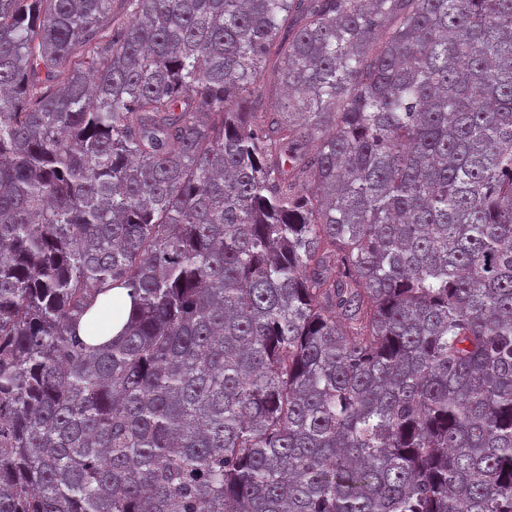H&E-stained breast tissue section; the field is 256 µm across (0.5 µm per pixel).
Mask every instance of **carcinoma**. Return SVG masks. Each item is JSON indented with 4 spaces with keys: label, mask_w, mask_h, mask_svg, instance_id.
Masks as SVG:
<instances>
[{
    "label": "carcinoma",
    "mask_w": 512,
    "mask_h": 512,
    "mask_svg": "<svg viewBox=\"0 0 512 512\" xmlns=\"http://www.w3.org/2000/svg\"><path fill=\"white\" fill-rule=\"evenodd\" d=\"M0 512H512V0H0ZM112 299V318L109 319L106 329L103 332L93 333L90 328L91 322L102 314V309ZM132 310L131 298L128 290L124 288H113L108 293L100 295L96 305L84 317L79 335L91 344H100L112 339L122 329L124 323Z\"/></svg>",
    "instance_id": "1"
}]
</instances>
